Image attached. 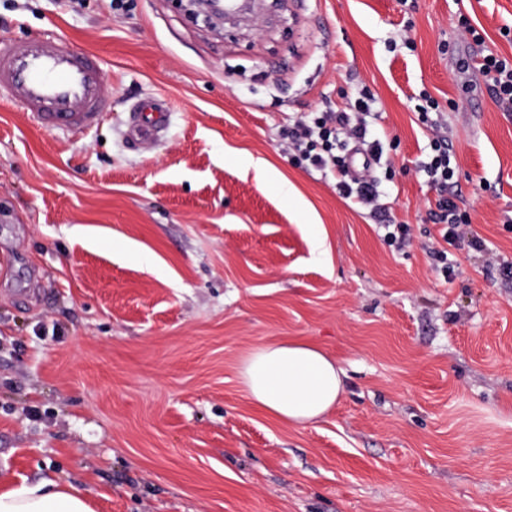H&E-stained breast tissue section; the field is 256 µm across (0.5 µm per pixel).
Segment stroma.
Wrapping results in <instances>:
<instances>
[{
  "mask_svg": "<svg viewBox=\"0 0 512 512\" xmlns=\"http://www.w3.org/2000/svg\"><path fill=\"white\" fill-rule=\"evenodd\" d=\"M505 26L512 0H281L220 32L174 0H0V43L97 52L108 102L72 136L0 100V475L72 483L95 512H512V112L456 68L512 57ZM364 86L399 251L283 135ZM422 89L457 104L439 117L470 219L452 248L417 171ZM149 97L168 129L144 148L124 131ZM283 340L345 372L306 426L240 381Z\"/></svg>",
  "mask_w": 512,
  "mask_h": 512,
  "instance_id": "stroma-1",
  "label": "stroma"
}]
</instances>
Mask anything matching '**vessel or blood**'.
I'll return each mask as SVG.
<instances>
[{
	"label": "vessel or blood",
	"mask_w": 512,
	"mask_h": 512,
	"mask_svg": "<svg viewBox=\"0 0 512 512\" xmlns=\"http://www.w3.org/2000/svg\"><path fill=\"white\" fill-rule=\"evenodd\" d=\"M102 58L46 32L0 44V97L42 128L76 135L98 128L106 112ZM163 129L158 100L140 103L131 139L151 143Z\"/></svg>",
	"instance_id": "1"
}]
</instances>
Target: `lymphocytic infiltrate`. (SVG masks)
Returning <instances> with one entry per match:
<instances>
[{
  "label": "lymphocytic infiltrate",
  "mask_w": 512,
  "mask_h": 512,
  "mask_svg": "<svg viewBox=\"0 0 512 512\" xmlns=\"http://www.w3.org/2000/svg\"><path fill=\"white\" fill-rule=\"evenodd\" d=\"M474 66L488 78L496 102L512 108V58L490 52L482 55L477 65L468 58L457 61L458 70L463 72ZM376 104L374 93L369 88H362L348 110L314 112L296 121L288 130V139L298 164L332 174L342 198L368 209L374 218L381 221L386 216L380 202L383 182L374 175L362 177L355 174L347 153L348 146L355 145L363 148L374 162H381L384 144L380 138L371 136L367 121ZM422 170L429 182L440 190L431 216L435 223L443 225L442 237L447 246L457 245L462 238L459 228L468 223L469 216L448 192L457 181V170L451 162L450 148L445 139L436 137L431 140L430 153Z\"/></svg>",
  "instance_id": "f902f5d3"
}]
</instances>
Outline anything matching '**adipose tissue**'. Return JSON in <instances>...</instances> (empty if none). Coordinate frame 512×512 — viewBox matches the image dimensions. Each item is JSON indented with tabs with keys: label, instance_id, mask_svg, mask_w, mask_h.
Listing matches in <instances>:
<instances>
[{
	"label": "adipose tissue",
	"instance_id": "ef3b65f1",
	"mask_svg": "<svg viewBox=\"0 0 512 512\" xmlns=\"http://www.w3.org/2000/svg\"><path fill=\"white\" fill-rule=\"evenodd\" d=\"M240 379L252 402L278 420L304 425L325 415L344 390L343 370L317 347L282 342L253 348ZM0 512H93L81 489L52 478L0 483Z\"/></svg>",
	"mask_w": 512,
	"mask_h": 512
}]
</instances>
